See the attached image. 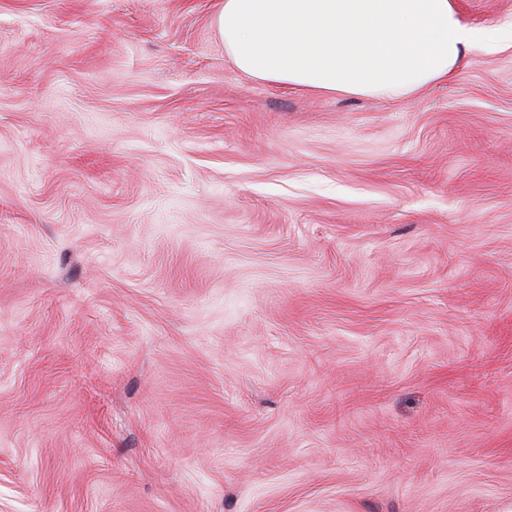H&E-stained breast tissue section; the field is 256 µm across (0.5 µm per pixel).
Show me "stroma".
<instances>
[{"label": "stroma", "mask_w": 512, "mask_h": 512, "mask_svg": "<svg viewBox=\"0 0 512 512\" xmlns=\"http://www.w3.org/2000/svg\"><path fill=\"white\" fill-rule=\"evenodd\" d=\"M456 3L391 102L0 0V512H512V0Z\"/></svg>", "instance_id": "stroma-1"}]
</instances>
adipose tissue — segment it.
I'll return each instance as SVG.
<instances>
[{
  "label": "adipose tissue",
  "instance_id": "ef3b65f1",
  "mask_svg": "<svg viewBox=\"0 0 512 512\" xmlns=\"http://www.w3.org/2000/svg\"><path fill=\"white\" fill-rule=\"evenodd\" d=\"M213 23L253 79L392 101L448 80L486 39L455 0H221Z\"/></svg>",
  "mask_w": 512,
  "mask_h": 512
}]
</instances>
